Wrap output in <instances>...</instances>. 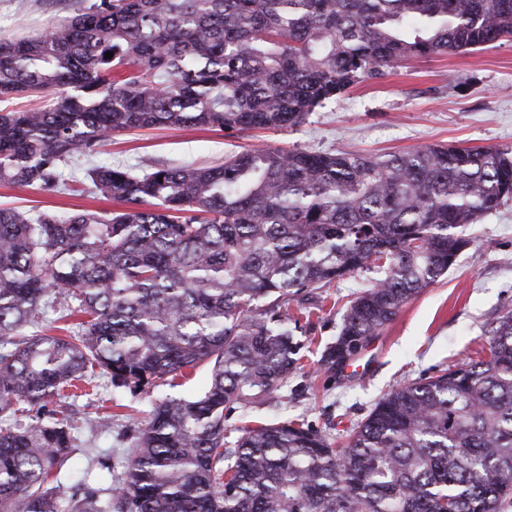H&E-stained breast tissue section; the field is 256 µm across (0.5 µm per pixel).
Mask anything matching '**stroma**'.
<instances>
[{"label": "stroma", "mask_w": 512, "mask_h": 512, "mask_svg": "<svg viewBox=\"0 0 512 512\" xmlns=\"http://www.w3.org/2000/svg\"><path fill=\"white\" fill-rule=\"evenodd\" d=\"M90 2L0 0V40L42 32ZM431 144L512 149V39L406 62L383 79L358 84L326 101L305 123L287 131L241 135L174 128L118 135L92 159L81 158L69 166L79 193L47 196L0 184V207L67 213L112 210V202L86 192L85 174L93 164L140 173L156 162L220 163L227 155L251 148L297 146L379 155ZM469 232L474 242L455 269L421 291L348 365L336 370L321 365V354L338 332L340 306L361 289L366 276L358 272L324 289L335 308L314 312L301 334L303 370L273 401L228 413L226 427L299 419L341 442L392 387L485 356L491 327L512 314V202L482 217ZM207 378L203 364L174 388L160 384L133 391L100 380L97 395L76 401L75 450L60 468L59 484L70 489L84 468L101 462L111 465L112 482L122 483L137 430L154 403L197 396ZM105 415L111 416L112 429L103 434L97 421Z\"/></svg>", "instance_id": "35a3bbf8"}]
</instances>
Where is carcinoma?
Segmentation results:
<instances>
[{"label":"carcinoma","instance_id":"carcinoma-1","mask_svg":"<svg viewBox=\"0 0 512 512\" xmlns=\"http://www.w3.org/2000/svg\"><path fill=\"white\" fill-rule=\"evenodd\" d=\"M504 38L512 0H95L0 41V102L53 95L0 110V183L64 194L67 163L123 132L294 128L395 66ZM87 178L119 209L0 208V512H512V315L485 358L393 387L343 447L297 420L224 426L302 369L320 289L373 273L323 350L336 369L445 275L512 200V150L246 149ZM58 306L67 335L30 331ZM203 363V394L155 404L122 484L86 470L61 507L72 390Z\"/></svg>","mask_w":512,"mask_h":512}]
</instances>
